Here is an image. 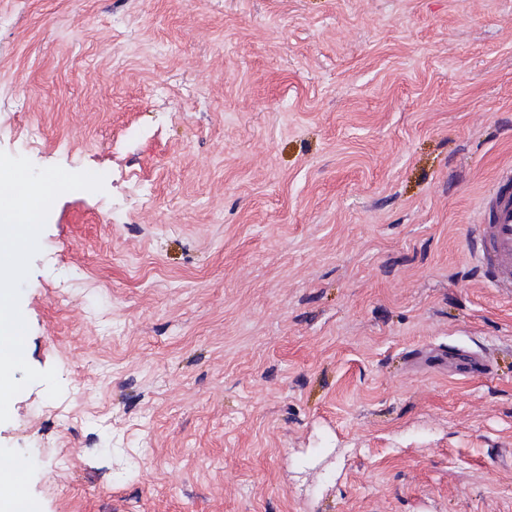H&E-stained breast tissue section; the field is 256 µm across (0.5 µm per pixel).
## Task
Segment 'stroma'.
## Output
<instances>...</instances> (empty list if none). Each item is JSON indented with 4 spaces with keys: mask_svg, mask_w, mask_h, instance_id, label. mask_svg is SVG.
<instances>
[{
    "mask_svg": "<svg viewBox=\"0 0 512 512\" xmlns=\"http://www.w3.org/2000/svg\"><path fill=\"white\" fill-rule=\"evenodd\" d=\"M0 151L111 174L20 288L36 512H512V0H0ZM498 188L481 205L483 220L474 224L467 251L483 280L498 291L512 292V168L502 170Z\"/></svg>",
    "mask_w": 512,
    "mask_h": 512,
    "instance_id": "stroma-1",
    "label": "stroma"
}]
</instances>
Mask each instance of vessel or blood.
<instances>
[{
  "label": "vessel or blood",
  "mask_w": 512,
  "mask_h": 512,
  "mask_svg": "<svg viewBox=\"0 0 512 512\" xmlns=\"http://www.w3.org/2000/svg\"><path fill=\"white\" fill-rule=\"evenodd\" d=\"M481 211L467 243L469 260L490 287L512 292V168L502 170Z\"/></svg>",
  "instance_id": "b4317fda"
}]
</instances>
